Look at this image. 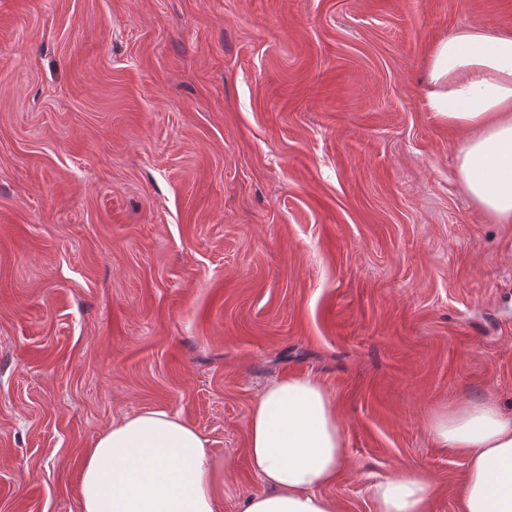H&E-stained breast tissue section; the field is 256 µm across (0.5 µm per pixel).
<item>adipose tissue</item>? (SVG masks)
Instances as JSON below:
<instances>
[{"instance_id":"ef3b65f1","label":"adipose tissue","mask_w":512,"mask_h":512,"mask_svg":"<svg viewBox=\"0 0 512 512\" xmlns=\"http://www.w3.org/2000/svg\"><path fill=\"white\" fill-rule=\"evenodd\" d=\"M426 107L464 131L456 148L463 190L496 223H512V33L471 27L442 39L426 60ZM444 448L466 452L460 512H512V415L468 400L429 423ZM249 460L263 489L241 512H339L326 495L346 455L330 392L317 380L271 382L247 422ZM225 474L209 440L181 417L147 410L104 429L82 463V512H217ZM376 512H430L434 486L416 470L373 485Z\"/></svg>"}]
</instances>
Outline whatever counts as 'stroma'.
Masks as SVG:
<instances>
[{"mask_svg":"<svg viewBox=\"0 0 512 512\" xmlns=\"http://www.w3.org/2000/svg\"><path fill=\"white\" fill-rule=\"evenodd\" d=\"M468 27L512 0H0V512H81L86 448L144 410L209 439L239 512L292 376L335 399L341 512L402 469L459 512L428 420L512 415V224L425 104Z\"/></svg>","mask_w":512,"mask_h":512,"instance_id":"stroma-1","label":"stroma"}]
</instances>
